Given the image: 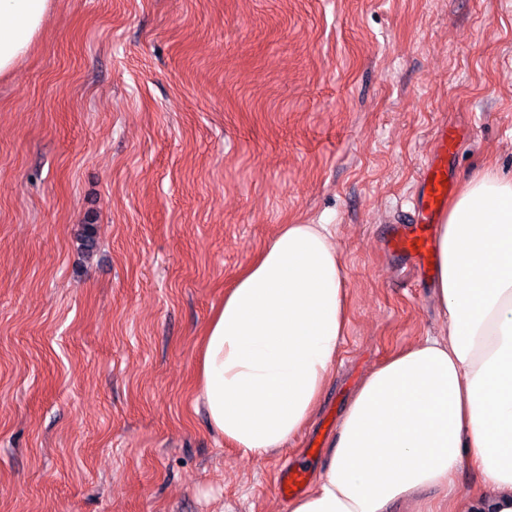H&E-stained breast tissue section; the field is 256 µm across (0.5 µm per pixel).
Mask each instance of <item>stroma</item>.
Listing matches in <instances>:
<instances>
[{
	"label": "stroma",
	"mask_w": 512,
	"mask_h": 512,
	"mask_svg": "<svg viewBox=\"0 0 512 512\" xmlns=\"http://www.w3.org/2000/svg\"><path fill=\"white\" fill-rule=\"evenodd\" d=\"M443 122L454 187L512 172V0H52L0 77V512H290L280 470L317 481L362 378L442 328L388 237ZM283 224L335 225L347 328L257 456L199 340Z\"/></svg>",
	"instance_id": "obj_1"
}]
</instances>
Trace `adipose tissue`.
Wrapping results in <instances>:
<instances>
[{
	"label": "adipose tissue",
	"instance_id": "obj_1",
	"mask_svg": "<svg viewBox=\"0 0 512 512\" xmlns=\"http://www.w3.org/2000/svg\"><path fill=\"white\" fill-rule=\"evenodd\" d=\"M51 0H0V75ZM441 333L371 370L315 486L291 512H512V176L487 162L435 228ZM331 225L285 224L224 292L199 396L226 444L278 452L314 417L346 325ZM466 472L471 486L459 485Z\"/></svg>",
	"mask_w": 512,
	"mask_h": 512
}]
</instances>
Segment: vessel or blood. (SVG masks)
I'll use <instances>...</instances> for the list:
<instances>
[{
	"mask_svg": "<svg viewBox=\"0 0 512 512\" xmlns=\"http://www.w3.org/2000/svg\"><path fill=\"white\" fill-rule=\"evenodd\" d=\"M436 138L438 151L427 161L421 173L423 191L412 211L403 216L402 231L393 233L388 239L393 251L414 259L426 271L430 270L435 255L431 227L439 223L452 191L448 178V157L459 142L455 129L444 124L437 127ZM307 481L306 470L288 468L281 471L274 489L280 496L288 492L297 494Z\"/></svg>",
	"mask_w": 512,
	"mask_h": 512,
	"instance_id": "1",
	"label": "vessel or blood"
}]
</instances>
